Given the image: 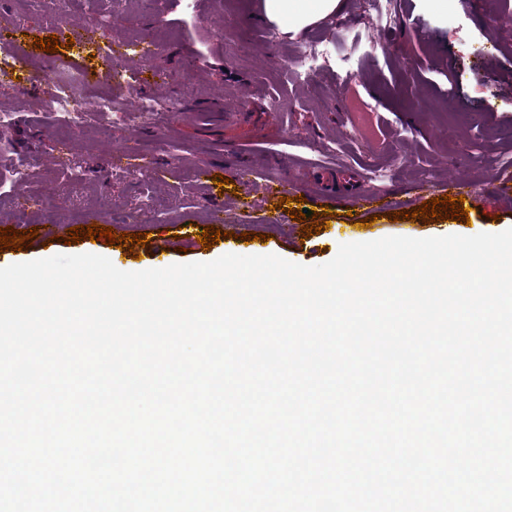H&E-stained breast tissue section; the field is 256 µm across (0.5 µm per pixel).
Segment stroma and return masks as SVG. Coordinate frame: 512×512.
I'll list each match as a JSON object with an SVG mask.
<instances>
[{"mask_svg": "<svg viewBox=\"0 0 512 512\" xmlns=\"http://www.w3.org/2000/svg\"><path fill=\"white\" fill-rule=\"evenodd\" d=\"M263 0H82L67 11L68 34H57L42 11L21 0H0L17 17L0 35L14 45L26 74L49 66L52 54L34 49L38 37L57 36L74 61L100 74L104 94L134 105L144 80L161 82L156 98L171 102L153 129L138 114L116 119L84 113L76 128L49 111L51 91L39 82L19 95L0 84V227L37 224L39 236L22 250L0 251V268L57 254L107 257L122 271L175 263L209 262L233 253L276 254L312 266L333 259L340 244L387 236H473L512 228V198L499 190L498 172L512 163V0H347L344 11L298 36L268 39L254 25ZM398 20L385 26L383 16ZM107 15L97 25L93 15ZM153 31L161 52L145 61L127 50L116 71L100 52ZM328 49V61L297 69L310 45ZM245 113L222 125L203 119L213 107ZM33 159L18 179V158ZM313 188L290 208L266 199L262 179L272 159ZM255 171L238 180L237 163ZM215 166L224 186L202 187L195 171ZM80 192L68 193L72 182ZM452 184L471 194L468 221L417 216L423 202ZM388 201L372 226L348 223L361 192ZM335 195L334 204L322 203ZM219 208H212V200ZM318 213L322 233L306 235ZM333 218H326V211ZM407 220H394L396 212ZM95 224L114 233H146L127 249L107 239L69 243L72 227ZM178 224L223 231L210 249L178 252Z\"/></svg>", "mask_w": 512, "mask_h": 512, "instance_id": "stroma-1", "label": "stroma"}]
</instances>
